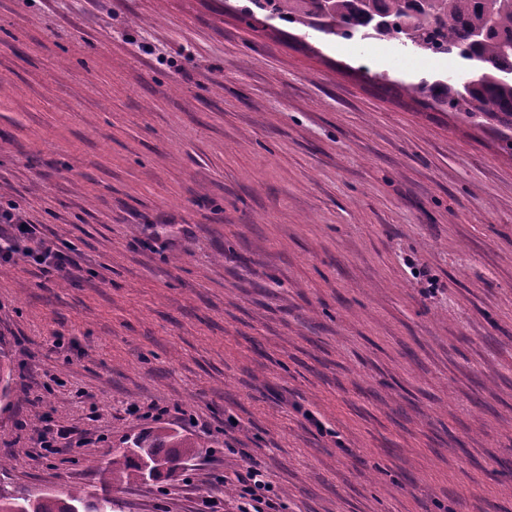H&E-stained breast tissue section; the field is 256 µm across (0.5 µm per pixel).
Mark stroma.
<instances>
[{
  "instance_id": "1",
  "label": "stroma",
  "mask_w": 512,
  "mask_h": 512,
  "mask_svg": "<svg viewBox=\"0 0 512 512\" xmlns=\"http://www.w3.org/2000/svg\"><path fill=\"white\" fill-rule=\"evenodd\" d=\"M247 4L0 0V199L78 262L0 266V475L164 426L205 448L114 512H238L249 463L281 512H512V152L373 79L455 61Z\"/></svg>"
}]
</instances>
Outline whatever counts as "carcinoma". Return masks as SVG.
I'll use <instances>...</instances> for the list:
<instances>
[{"mask_svg": "<svg viewBox=\"0 0 512 512\" xmlns=\"http://www.w3.org/2000/svg\"><path fill=\"white\" fill-rule=\"evenodd\" d=\"M266 0L271 9L245 10L293 24L305 33L355 36L359 40L392 41L427 57L446 52L473 76L399 84L383 80L388 91L400 88L410 95L429 97L463 112L467 117L494 120L500 136L512 137V0H421L410 13L409 0ZM14 366L0 351V400L10 395ZM127 449L105 462L89 461L100 476L102 494L72 488L57 494L34 496L24 488L0 483V512H112L108 489L113 484L157 481L173 474L168 464H189L201 444L165 427H156L125 441Z\"/></svg>", "mask_w": 512, "mask_h": 512, "instance_id": "carcinoma-1", "label": "carcinoma"}]
</instances>
